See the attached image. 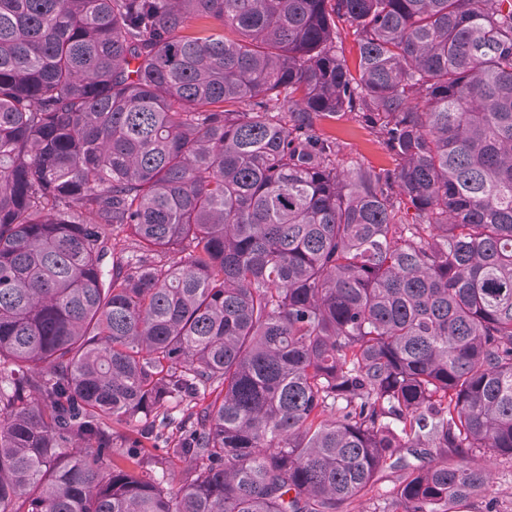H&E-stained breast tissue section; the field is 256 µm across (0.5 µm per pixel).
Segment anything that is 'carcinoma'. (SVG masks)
I'll return each mask as SVG.
<instances>
[{"mask_svg":"<svg viewBox=\"0 0 512 512\" xmlns=\"http://www.w3.org/2000/svg\"><path fill=\"white\" fill-rule=\"evenodd\" d=\"M347 111L394 167L339 162ZM478 457L512 0H0V512H344L387 468L382 512H454ZM337 47L339 52L347 59L351 69H354L356 60V36L352 29L346 23H338L337 29ZM185 468L183 461L168 454L164 447L150 449V455L147 459L144 469L151 475L156 477H164L167 481L174 480L175 483L181 477V473Z\"/></svg>","mask_w":512,"mask_h":512,"instance_id":"1","label":"carcinoma"}]
</instances>
